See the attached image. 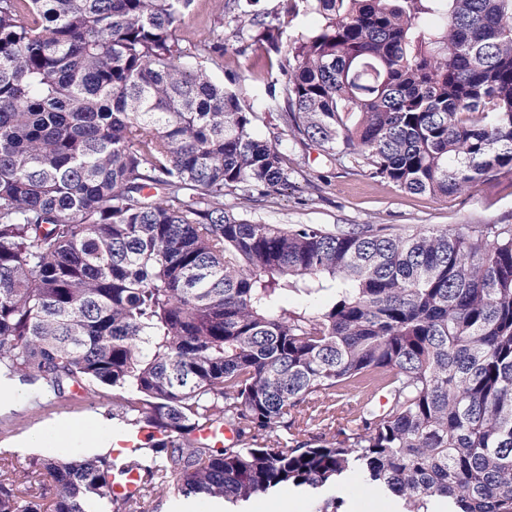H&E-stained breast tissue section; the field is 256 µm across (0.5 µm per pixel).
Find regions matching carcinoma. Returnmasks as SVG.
Masks as SVG:
<instances>
[{
  "label": "carcinoma",
  "instance_id": "carcinoma-1",
  "mask_svg": "<svg viewBox=\"0 0 512 512\" xmlns=\"http://www.w3.org/2000/svg\"><path fill=\"white\" fill-rule=\"evenodd\" d=\"M193 0H0V376L112 398L132 453L51 454L0 512H160L339 477L423 512H512V224H265L310 141L411 194L512 177V0L240 10L280 134L190 52ZM301 13L321 25L282 39ZM230 425L233 446L195 432ZM137 470L141 498L112 496ZM213 510L212 501H183L175 499L170 493L163 499L161 506V512H212Z\"/></svg>",
  "mask_w": 512,
  "mask_h": 512
}]
</instances>
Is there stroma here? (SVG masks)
<instances>
[{
    "label": "stroma",
    "instance_id": "1",
    "mask_svg": "<svg viewBox=\"0 0 512 512\" xmlns=\"http://www.w3.org/2000/svg\"><path fill=\"white\" fill-rule=\"evenodd\" d=\"M222 0H193L178 30L183 47L221 34L224 53L202 58L201 63L216 83L236 88L260 119L261 135L272 137L278 124L262 102L268 83L279 71L265 66L256 52H240L241 40L222 10ZM293 173L287 186L257 205L255 215L269 224H384L407 230L423 224L452 228L459 224H512V178L480 184L466 195L439 200L427 194H410L391 183L371 178L351 165L327 162L313 146L289 142L286 148ZM23 395L10 406L0 405V448L12 450L16 466L35 456L32 448L19 447L30 430L51 428L62 420L92 419L95 425L120 429L111 400L80 402L70 407L35 406L43 395L40 385H23Z\"/></svg>",
    "mask_w": 512,
    "mask_h": 512
}]
</instances>
